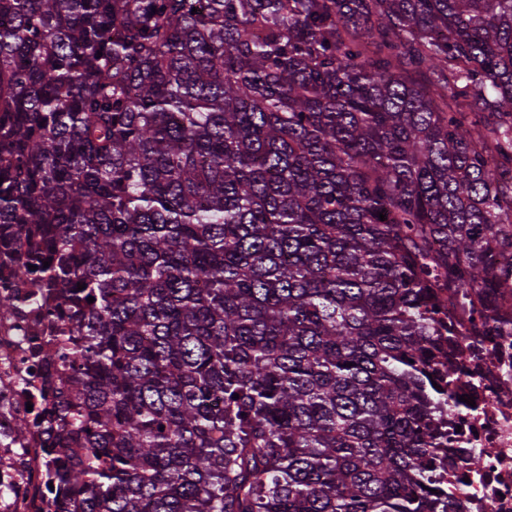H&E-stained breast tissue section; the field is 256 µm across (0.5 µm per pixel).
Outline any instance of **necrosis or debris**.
<instances>
[{
	"mask_svg": "<svg viewBox=\"0 0 512 512\" xmlns=\"http://www.w3.org/2000/svg\"><path fill=\"white\" fill-rule=\"evenodd\" d=\"M13 297L0 312V512H59L38 494L39 477L54 466L43 450L48 425L39 391L54 373L55 338L64 325L49 313L53 299L19 283L0 267V296ZM475 295L441 302L444 325L457 327L467 341L449 345L458 374L432 425L436 447L431 488L456 512H512V335L484 336ZM34 426L18 438L19 421Z\"/></svg>",
	"mask_w": 512,
	"mask_h": 512,
	"instance_id": "obj_1",
	"label": "necrosis or debris"
}]
</instances>
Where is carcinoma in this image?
<instances>
[{"label":"carcinoma","mask_w":512,"mask_h":512,"mask_svg":"<svg viewBox=\"0 0 512 512\" xmlns=\"http://www.w3.org/2000/svg\"><path fill=\"white\" fill-rule=\"evenodd\" d=\"M0 177L69 325L59 512H437L438 289H512V0H0Z\"/></svg>","instance_id":"cac0c4a2"}]
</instances>
